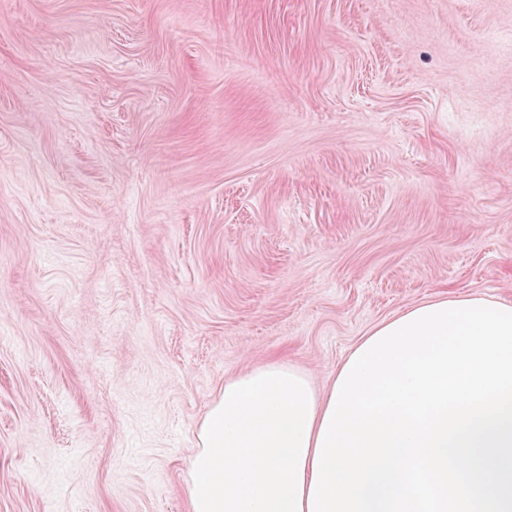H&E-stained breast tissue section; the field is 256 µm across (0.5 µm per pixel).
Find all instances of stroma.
<instances>
[{
	"label": "stroma",
	"mask_w": 512,
	"mask_h": 512,
	"mask_svg": "<svg viewBox=\"0 0 512 512\" xmlns=\"http://www.w3.org/2000/svg\"><path fill=\"white\" fill-rule=\"evenodd\" d=\"M512 303V0H0V512H187L273 361Z\"/></svg>",
	"instance_id": "stroma-1"
}]
</instances>
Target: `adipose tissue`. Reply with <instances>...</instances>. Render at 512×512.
I'll use <instances>...</instances> for the list:
<instances>
[{"label": "adipose tissue", "instance_id": "1", "mask_svg": "<svg viewBox=\"0 0 512 512\" xmlns=\"http://www.w3.org/2000/svg\"><path fill=\"white\" fill-rule=\"evenodd\" d=\"M330 399L288 362L226 382L196 431L185 479L189 512H308Z\"/></svg>", "mask_w": 512, "mask_h": 512}]
</instances>
